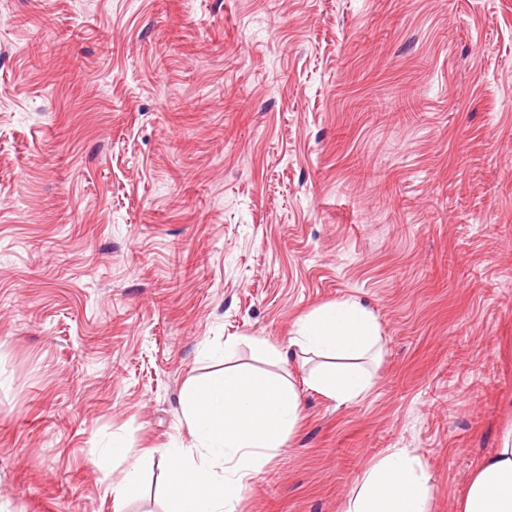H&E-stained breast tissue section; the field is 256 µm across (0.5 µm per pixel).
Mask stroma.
Returning a JSON list of instances; mask_svg holds the SVG:
<instances>
[{
  "label": "stroma",
  "instance_id": "35a3bbf8",
  "mask_svg": "<svg viewBox=\"0 0 512 512\" xmlns=\"http://www.w3.org/2000/svg\"><path fill=\"white\" fill-rule=\"evenodd\" d=\"M348 298L365 395L255 351ZM228 363L304 406L238 512H344L391 448L457 512L512 421V0H0V512H167Z\"/></svg>",
  "mask_w": 512,
  "mask_h": 512
}]
</instances>
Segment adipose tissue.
I'll return each mask as SVG.
<instances>
[{"label": "adipose tissue", "instance_id": "obj_1", "mask_svg": "<svg viewBox=\"0 0 512 512\" xmlns=\"http://www.w3.org/2000/svg\"><path fill=\"white\" fill-rule=\"evenodd\" d=\"M381 341L372 312L342 299L300 320L290 344L320 359L310 387L343 403L372 388L363 363L380 353ZM302 413L301 395L289 380L241 366H225L188 386L184 417L194 444L162 451L175 491L170 512H236L247 483L285 448ZM430 499L431 477L422 462L392 448L366 469L346 512H429ZM459 512H512V426L468 480Z\"/></svg>", "mask_w": 512, "mask_h": 512}]
</instances>
